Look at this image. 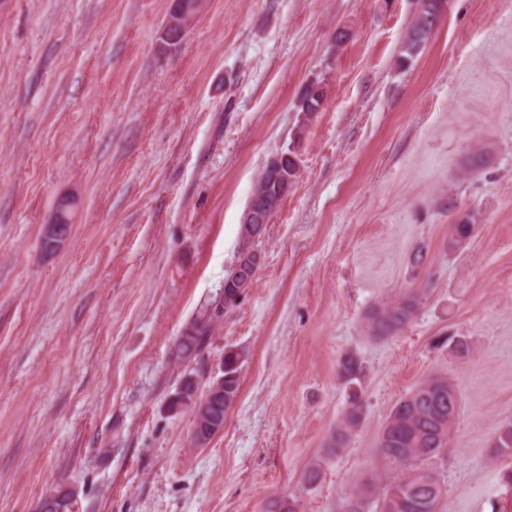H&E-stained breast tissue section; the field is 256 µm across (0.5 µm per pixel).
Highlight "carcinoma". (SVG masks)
Masks as SVG:
<instances>
[{
    "instance_id": "obj_1",
    "label": "carcinoma",
    "mask_w": 512,
    "mask_h": 512,
    "mask_svg": "<svg viewBox=\"0 0 512 512\" xmlns=\"http://www.w3.org/2000/svg\"><path fill=\"white\" fill-rule=\"evenodd\" d=\"M423 10L416 13L406 32L396 64L405 68L418 56L417 42H427L433 32L424 28L422 21L432 15L433 0H422ZM325 101L322 91L311 87L302 90L297 110L305 118L321 111ZM266 212L273 213L283 201L278 181L268 168H263L254 189ZM250 287L237 268L224 278V296L211 304L213 310H229L237 306L236 299ZM428 289L410 288L397 298L374 306L367 317L368 334L376 339L394 336L403 331L415 318ZM215 320L202 312L193 317L186 328L188 335H180L171 351L175 363L190 366L198 362L214 332ZM449 350L457 357H465L472 343L465 336L447 339ZM244 359L236 350H228L224 357V394L237 399L241 386ZM338 376L351 390L350 402L339 423L330 435L327 449L340 453L346 448L352 432L363 421V405L357 387L361 385L364 367L355 355L343 357L338 365ZM459 397L455 386L445 377L427 380L414 388L392 409L382 425L377 439V456L381 468L394 472L391 480L379 486L377 478L369 475L360 479L344 495L340 512H440L445 495L437 471L432 467L435 459L445 455L453 436V426L459 409H448V397ZM493 448L499 456L512 457V422L502 424L493 439ZM301 499L289 495L273 500L268 512H302Z\"/></svg>"
}]
</instances>
